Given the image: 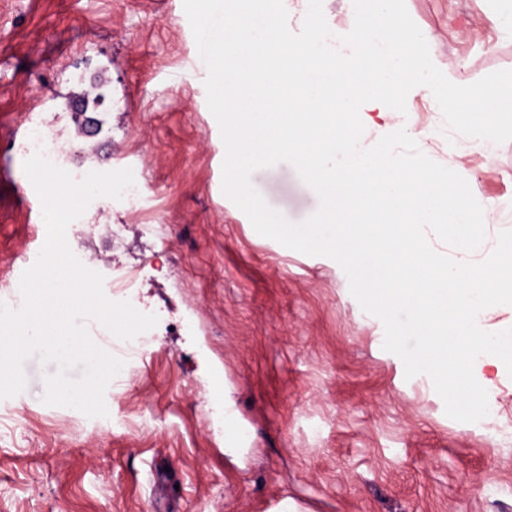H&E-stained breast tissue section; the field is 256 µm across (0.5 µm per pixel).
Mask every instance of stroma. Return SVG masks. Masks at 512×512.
<instances>
[{
  "mask_svg": "<svg viewBox=\"0 0 512 512\" xmlns=\"http://www.w3.org/2000/svg\"><path fill=\"white\" fill-rule=\"evenodd\" d=\"M433 63L459 85L512 69L497 0H406ZM183 0H0V298L42 248V205L18 145L28 113L82 127L93 149L73 167L140 173L148 224L110 204L119 235L83 244L90 269L151 257L140 306L155 335L124 360L108 416L43 403L52 364L29 359L25 390L0 400V512H154L163 459L167 512H512V376L495 419L445 413L428 375L406 378L384 327L337 262L258 234L222 192L224 143ZM410 126L419 149L466 175L482 208L512 198V141L485 150L451 132L428 89L366 126L361 144ZM254 188L292 222L319 200L282 162ZM194 325L191 334L180 323ZM220 397H213V389ZM232 407L243 433H224Z\"/></svg>",
  "mask_w": 512,
  "mask_h": 512,
  "instance_id": "1",
  "label": "stroma"
}]
</instances>
